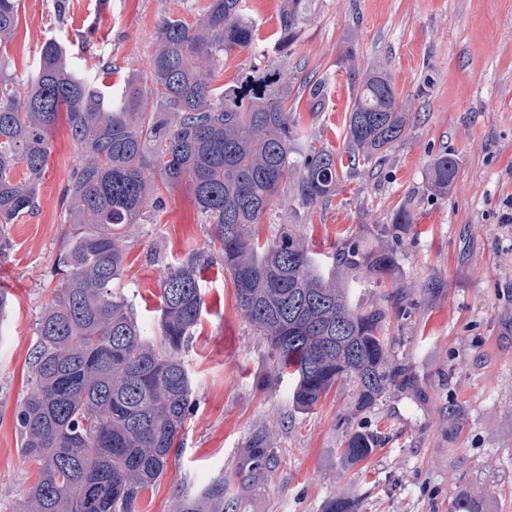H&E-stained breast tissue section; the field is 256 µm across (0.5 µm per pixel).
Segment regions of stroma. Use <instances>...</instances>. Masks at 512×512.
<instances>
[{
	"mask_svg": "<svg viewBox=\"0 0 512 512\" xmlns=\"http://www.w3.org/2000/svg\"><path fill=\"white\" fill-rule=\"evenodd\" d=\"M209 0H20L5 62L23 80L47 40L72 67L119 90L149 76L160 18L199 22ZM284 0H247L256 51H236L214 70L216 87L240 84L274 61L293 76L288 102L315 146L346 149L354 81L387 67L407 107L406 134L387 156L344 167L336 194L296 208L281 189L260 239L281 228L315 254L338 243L392 253L385 334L400 370L369 410L351 382H337L310 412L294 411L291 384H270L273 358L244 316L188 181L159 186L143 223L126 225L125 268L113 284L139 325L159 338L160 285L171 265L204 253L205 308L183 354L194 394L176 459L148 491L143 512H173L179 496L223 476L239 512H324L347 499L355 512H450L458 494L481 512H512V0H314L297 40L277 50ZM321 81L320 100L301 86ZM51 153L37 208L7 226L0 289L12 305L0 322V512H13L37 477L20 448L16 414L26 359L51 302L68 233L63 192L77 154L66 121ZM457 162L447 193L431 186L439 155ZM410 221L395 225L399 208ZM265 428L277 465L242 484L245 442ZM367 428L382 442L364 461L343 458L347 435Z\"/></svg>",
	"mask_w": 512,
	"mask_h": 512,
	"instance_id": "stroma-1",
	"label": "stroma"
}]
</instances>
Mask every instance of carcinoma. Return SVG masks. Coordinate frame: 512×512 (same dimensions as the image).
<instances>
[{"label":"carcinoma","instance_id":"1","mask_svg":"<svg viewBox=\"0 0 512 512\" xmlns=\"http://www.w3.org/2000/svg\"><path fill=\"white\" fill-rule=\"evenodd\" d=\"M18 2L0 0V48L13 35ZM310 2L285 0L280 49L298 38ZM255 43L244 0H210L196 25L161 18L149 82H129L114 96L71 68L54 41L43 44L38 71L23 83L0 64V245L4 226L37 206L61 113L78 152L63 194L61 288L38 319L29 392L16 417L23 453L39 465L17 512H142L183 431L193 387L181 352L204 308L199 259L192 254L165 273L157 342L112 292L124 270L120 230L141 223L157 174L166 184L190 183L210 224L208 247L222 255L240 310L271 350L273 377L293 379L295 410H312L340 378L354 383L361 408L397 382L383 335L387 308L353 307L347 288L292 232L263 246L253 237L282 186L292 184L291 198L312 208L340 181L336 153L300 145V121L286 108L288 75L211 88L212 69ZM406 126L387 69L364 75L346 120L351 157L382 156ZM19 165L25 177L17 180ZM456 173L454 159L436 157L434 190L448 192ZM332 259L378 285L393 267L391 253L352 242L340 243ZM378 443L373 431L356 430L343 456L358 463ZM247 448L236 467L243 483L276 467L264 429L251 433ZM174 512H237V502L217 478L181 495Z\"/></svg>","mask_w":512,"mask_h":512}]
</instances>
